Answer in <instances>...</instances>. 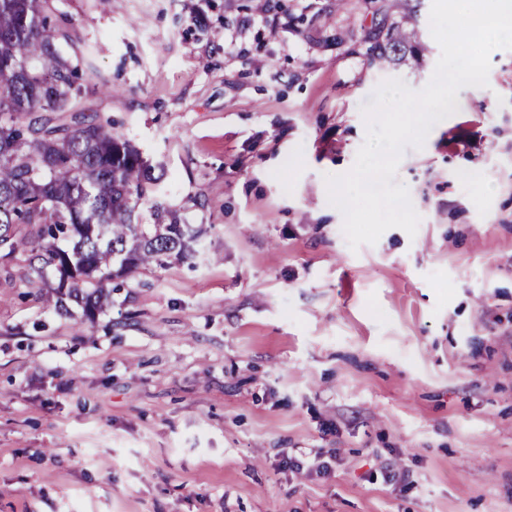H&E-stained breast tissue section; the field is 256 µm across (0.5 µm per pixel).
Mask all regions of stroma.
<instances>
[{
    "label": "stroma",
    "instance_id": "35a3bbf8",
    "mask_svg": "<svg viewBox=\"0 0 512 512\" xmlns=\"http://www.w3.org/2000/svg\"><path fill=\"white\" fill-rule=\"evenodd\" d=\"M246 2L51 0L88 110L209 252L119 278L85 325L8 262L0 512H512V50L405 149L416 235L354 250L325 178L382 81H430L432 0H275L278 29ZM394 23L417 61L368 65ZM318 452L328 473L281 466Z\"/></svg>",
    "mask_w": 512,
    "mask_h": 512
}]
</instances>
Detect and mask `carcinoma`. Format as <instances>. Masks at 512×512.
Masks as SVG:
<instances>
[{
  "label": "carcinoma",
  "instance_id": "cac0c4a2",
  "mask_svg": "<svg viewBox=\"0 0 512 512\" xmlns=\"http://www.w3.org/2000/svg\"><path fill=\"white\" fill-rule=\"evenodd\" d=\"M50 0H0V258L27 255L28 281L56 278L55 307L83 322L112 304V279L193 259L203 225L186 224L156 199L160 177L110 120L83 106L89 53L53 22ZM411 33L391 25L370 44L371 64L403 63ZM149 207L152 223L139 211Z\"/></svg>",
  "mask_w": 512,
  "mask_h": 512
}]
</instances>
